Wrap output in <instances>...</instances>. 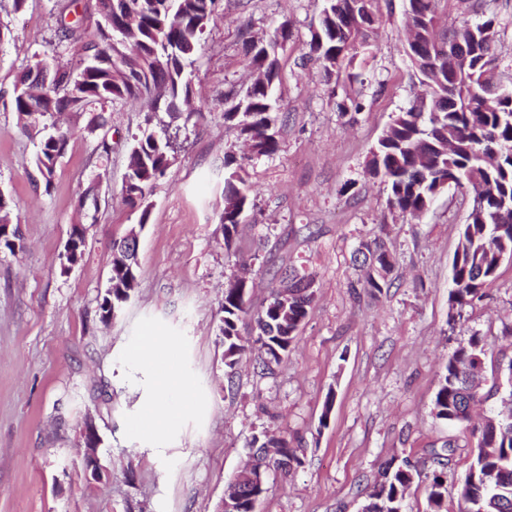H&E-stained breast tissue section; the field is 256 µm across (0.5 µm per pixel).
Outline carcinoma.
Returning <instances> with one entry per match:
<instances>
[{
	"mask_svg": "<svg viewBox=\"0 0 512 512\" xmlns=\"http://www.w3.org/2000/svg\"><path fill=\"white\" fill-rule=\"evenodd\" d=\"M145 7L127 29V43L115 49L119 61L96 70L81 80L73 75V67L54 62L53 80L35 88L30 96L15 90L14 107L20 128L29 135H41L51 127L54 132L42 135L35 156V166L50 188L59 159L71 134L58 127L51 118L62 112L82 113L92 107L121 103L130 98H144L151 111L176 115L175 104L191 94L186 68L193 63L201 36L213 20L217 0H143ZM316 28L311 30L309 55L315 57L329 77L350 67L353 58L345 50L349 36L336 24L337 15L355 12L364 18L365 5L356 0H323ZM410 36L425 41L436 39L438 0H406ZM74 0H57L56 31L58 45L81 55L88 44L105 40L102 29L89 32L79 19H70ZM475 56L467 69L459 72L446 63L428 71L413 66L414 76L425 88V95L392 116L366 162L367 171L387 185V205L391 209L414 214L429 208L436 183L452 177L482 189L484 205L472 209L469 222L463 225L455 253L454 288L449 292V305L461 308L481 297V291L500 267L502 254L512 253V225L499 230L495 211L503 204L512 207V90L491 91L496 68V22L487 18L475 23ZM292 32L283 22L267 36L246 41L249 66L257 77L246 88L227 98L224 123L235 127L251 142L257 156H270L279 149L280 112L274 97L279 76V60L273 41L289 38ZM147 115L144 127L129 148V166L122 193L131 204L143 203L146 189L163 177L172 163L175 148L167 136H160ZM235 159L224 157V246H236L238 226L251 206L250 188L233 168ZM11 225L10 232L0 233V249L11 254L23 250L19 225L8 215H0V225ZM361 287L376 297L390 287L392 255L380 237L360 244ZM125 268L138 273V260L120 252H112V272ZM314 300L313 281L299 289V295L288 310L267 303L255 314L259 338L254 345L261 354L264 369L273 370L296 339ZM224 312L221 333L224 336V358L233 364L245 352L238 340V323L248 314L237 289H224ZM485 353L484 340L474 334L467 344L459 346L448 358L440 376L434 399L435 416L449 423H469L470 403L475 401V381L469 371ZM508 417L497 423L484 421L473 425L477 436L473 461L459 490L461 512H512V389L501 396ZM453 454L436 450L431 457L436 468L427 484L428 512H444V469ZM419 475L415 466L405 461L388 464L379 487L380 504L387 512H403L405 494Z\"/></svg>",
	"mask_w": 512,
	"mask_h": 512,
	"instance_id": "carcinoma-1",
	"label": "carcinoma"
}]
</instances>
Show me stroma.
<instances>
[{
	"instance_id": "stroma-1",
	"label": "stroma",
	"mask_w": 512,
	"mask_h": 512,
	"mask_svg": "<svg viewBox=\"0 0 512 512\" xmlns=\"http://www.w3.org/2000/svg\"><path fill=\"white\" fill-rule=\"evenodd\" d=\"M322 0H219L191 68L201 112L170 121L179 150L144 200L125 202L128 146L148 113L142 101L91 113H62L72 129L52 187L35 166L36 145L13 108L15 81L35 56L52 55L53 0L14 12L0 0V198L26 249L0 252V512H216L252 437H288L301 465L271 476L256 512H360L390 460L422 471L406 512H426L431 449L453 442L447 512L473 459L469 427L436 418L433 401L454 350L482 336L487 380L512 364V263L482 296L450 316L452 260L471 209L469 189L446 187L419 218L389 210L387 191L366 160L395 113L419 91L406 54L404 0H371L369 42L350 74L325 78L303 62ZM441 33L497 18V78L512 88V0H440ZM289 22L279 54L277 106L284 123L276 154L254 155L224 123V96L250 82L247 38ZM355 98V117L337 105ZM112 145L102 156L100 143ZM251 188L238 252L224 247V156ZM85 247L69 273L59 255L73 225ZM140 227L138 283L112 321L101 319L112 243ZM381 237L393 255L392 285L379 297L357 287L352 255ZM253 259L249 307L258 310L273 273L295 266L316 296L290 352L273 372L246 353L226 378L220 331L224 290L239 255ZM163 347L182 410L170 433L139 431L155 367L145 336ZM327 424H320V417ZM93 420L100 472L84 464V427Z\"/></svg>"
}]
</instances>
